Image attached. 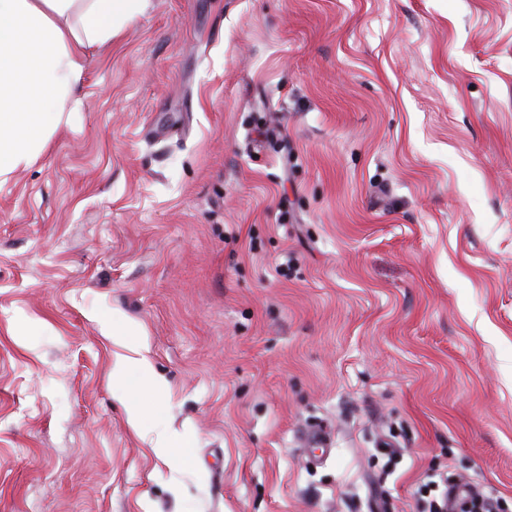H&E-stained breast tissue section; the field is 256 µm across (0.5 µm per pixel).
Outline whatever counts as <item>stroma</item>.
I'll list each match as a JSON object with an SVG mask.
<instances>
[{
	"mask_svg": "<svg viewBox=\"0 0 512 512\" xmlns=\"http://www.w3.org/2000/svg\"><path fill=\"white\" fill-rule=\"evenodd\" d=\"M83 81L0 183V512L512 507V0H149ZM134 368L139 377L146 380L151 375V365L145 356L133 358L129 356H119L116 365V374L118 378H123L127 371ZM419 489L418 512H504L505 503L498 491L486 485L478 488L471 481L448 475L447 469L429 476ZM459 487L467 491L457 492ZM469 504V508L461 507Z\"/></svg>",
	"mask_w": 512,
	"mask_h": 512,
	"instance_id": "1",
	"label": "stroma"
}]
</instances>
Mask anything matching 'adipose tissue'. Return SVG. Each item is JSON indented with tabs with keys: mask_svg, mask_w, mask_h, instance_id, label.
<instances>
[{
	"mask_svg": "<svg viewBox=\"0 0 512 512\" xmlns=\"http://www.w3.org/2000/svg\"><path fill=\"white\" fill-rule=\"evenodd\" d=\"M148 0H0V182L28 168L82 93L84 50Z\"/></svg>",
	"mask_w": 512,
	"mask_h": 512,
	"instance_id": "1",
	"label": "adipose tissue"
}]
</instances>
